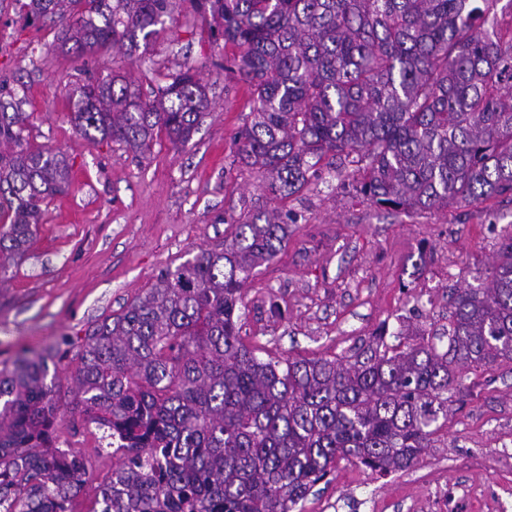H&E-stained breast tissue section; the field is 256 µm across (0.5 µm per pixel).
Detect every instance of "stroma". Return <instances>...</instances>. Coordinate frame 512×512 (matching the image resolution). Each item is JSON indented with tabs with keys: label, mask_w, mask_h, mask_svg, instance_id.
Here are the masks:
<instances>
[{
	"label": "stroma",
	"mask_w": 512,
	"mask_h": 512,
	"mask_svg": "<svg viewBox=\"0 0 512 512\" xmlns=\"http://www.w3.org/2000/svg\"><path fill=\"white\" fill-rule=\"evenodd\" d=\"M51 20L27 21L0 0V84L16 88L31 148L60 150L72 165L66 194L46 200L27 255L0 281V362L55 350L61 373L96 324L120 313L190 251L221 247L256 207L297 216L279 254L245 294L240 336L257 355L342 358L380 325L412 336L448 326L450 295L480 288L512 234V200L388 215L322 172L300 195L273 199L234 161L249 124L247 84L227 72L236 49L214 41L183 0L148 49L75 58L53 47ZM190 68L207 84L208 114L176 150L158 139L146 154L90 143L70 122V98L90 77L127 73L143 94ZM462 397L415 468L384 477L339 461L297 512H512V361L466 368ZM61 436L88 460L73 512H88L112 470L95 427Z\"/></svg>",
	"instance_id": "1"
}]
</instances>
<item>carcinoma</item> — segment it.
I'll list each match as a JSON object with an SVG mask.
<instances>
[{
    "mask_svg": "<svg viewBox=\"0 0 512 512\" xmlns=\"http://www.w3.org/2000/svg\"><path fill=\"white\" fill-rule=\"evenodd\" d=\"M500 0H189L239 49L252 119L235 161L274 198L301 193L330 155L391 215L512 196V26ZM176 0H28L65 53L133 52ZM21 100L0 87V280L25 254L48 197L69 186L61 151L32 150ZM210 105L189 69L145 99L120 74L76 89L70 119L89 142L143 153L186 145ZM289 212L250 213L224 247L162 270L96 325L66 380L52 351L0 364V512H72L86 459L62 416L94 424L119 456L91 512H295L340 460L406 471L448 421L462 367L512 361V235L480 290L457 291L448 346L390 344L350 359L259 357L240 325L245 287L288 240Z\"/></svg>",
    "mask_w": 512,
    "mask_h": 512,
    "instance_id": "cac0c4a2",
    "label": "carcinoma"
}]
</instances>
